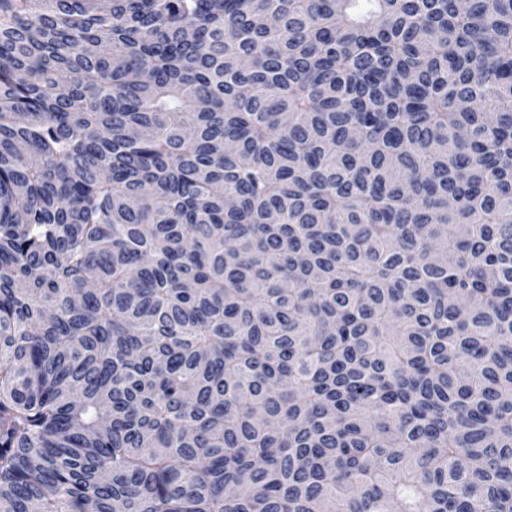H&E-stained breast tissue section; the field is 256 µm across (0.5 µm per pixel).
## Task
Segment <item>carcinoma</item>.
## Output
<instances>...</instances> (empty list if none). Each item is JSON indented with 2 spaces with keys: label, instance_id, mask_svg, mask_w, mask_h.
<instances>
[{
  "label": "carcinoma",
  "instance_id": "obj_1",
  "mask_svg": "<svg viewBox=\"0 0 512 512\" xmlns=\"http://www.w3.org/2000/svg\"><path fill=\"white\" fill-rule=\"evenodd\" d=\"M0 512H512V0H0Z\"/></svg>",
  "mask_w": 512,
  "mask_h": 512
}]
</instances>
